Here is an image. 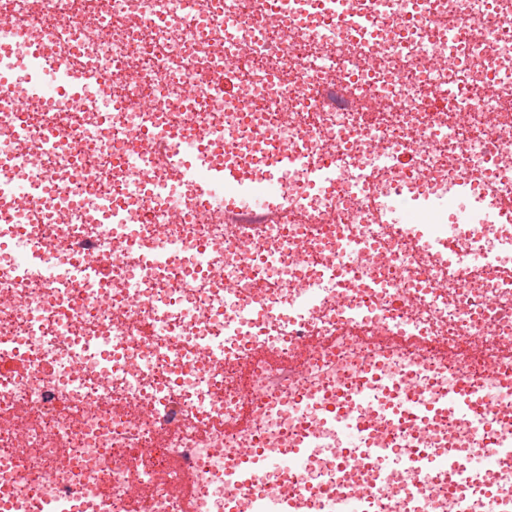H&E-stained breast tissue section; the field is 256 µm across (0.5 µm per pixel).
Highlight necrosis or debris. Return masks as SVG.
Segmentation results:
<instances>
[{
    "label": "necrosis or debris",
    "mask_w": 512,
    "mask_h": 512,
    "mask_svg": "<svg viewBox=\"0 0 512 512\" xmlns=\"http://www.w3.org/2000/svg\"><path fill=\"white\" fill-rule=\"evenodd\" d=\"M511 201L512 0H0V497L512 503ZM233 179L241 180L239 172L233 168L213 166L212 169H207V189L212 206H224V196L219 193L218 187Z\"/></svg>",
    "instance_id": "necrosis-or-debris-1"
}]
</instances>
